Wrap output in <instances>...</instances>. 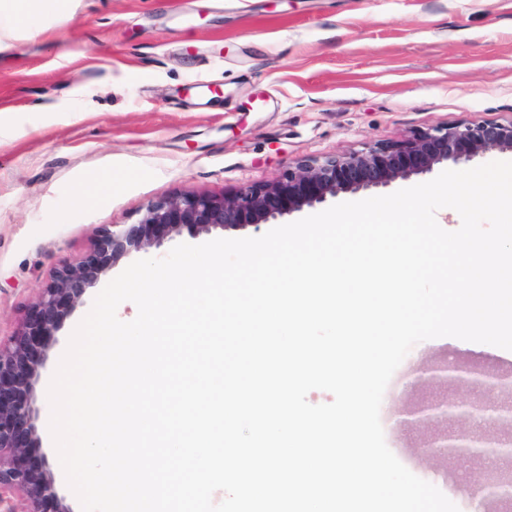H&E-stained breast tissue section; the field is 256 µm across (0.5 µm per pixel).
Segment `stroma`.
Masks as SVG:
<instances>
[{"mask_svg": "<svg viewBox=\"0 0 512 512\" xmlns=\"http://www.w3.org/2000/svg\"><path fill=\"white\" fill-rule=\"evenodd\" d=\"M202 80L217 97L184 95ZM512 120V0H75L67 16L0 52V341L22 329L62 264L148 203L229 194L324 158L460 122ZM110 173L97 204L85 184ZM98 288L73 308L39 368L38 446L63 507L81 512L51 443L48 388ZM448 363L502 380L512 352L452 337L416 344L383 414L409 449L445 422L404 424L426 402L482 400L424 370ZM443 494L512 469V457L415 462Z\"/></svg>", "mask_w": 512, "mask_h": 512, "instance_id": "obj_1", "label": "stroma"}]
</instances>
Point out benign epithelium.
I'll list each match as a JSON object with an SVG mask.
<instances>
[{
  "label": "benign epithelium",
  "mask_w": 512,
  "mask_h": 512,
  "mask_svg": "<svg viewBox=\"0 0 512 512\" xmlns=\"http://www.w3.org/2000/svg\"><path fill=\"white\" fill-rule=\"evenodd\" d=\"M492 149L512 152V120L507 123H454L423 130L411 137L361 151L322 159H303L273 183L242 186L231 195H180L147 205L136 224H124L100 235L92 251L79 263L64 264L27 320L24 331L6 346L0 345V512H14L9 491L29 497L32 512H69L58 498L46 469L35 466L29 449L35 447L37 409L33 384L54 339L72 309L112 266L132 251L160 246L174 234L238 230L266 224L305 207L323 204L341 192L383 189L397 178L432 172L435 165L469 162ZM485 411H502L489 401L475 406L465 401L439 399L409 412L415 420H475ZM509 438L486 437L468 429L452 428L435 435L417 449L418 458L434 460L464 454L484 455L490 448L502 452Z\"/></svg>",
  "instance_id": "7a95c632"
}]
</instances>
